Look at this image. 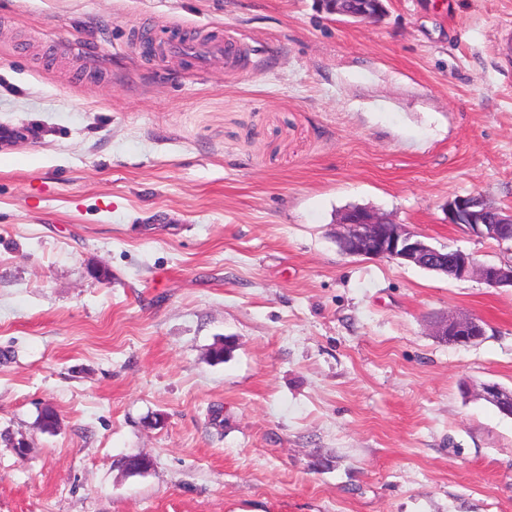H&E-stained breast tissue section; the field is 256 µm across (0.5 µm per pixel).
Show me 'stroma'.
Returning a JSON list of instances; mask_svg holds the SVG:
<instances>
[{
    "mask_svg": "<svg viewBox=\"0 0 512 512\" xmlns=\"http://www.w3.org/2000/svg\"><path fill=\"white\" fill-rule=\"evenodd\" d=\"M171 33L231 56L142 54ZM4 131L0 512H512L475 395L512 389V291L334 237L365 205L512 261L446 221L512 207V0H0ZM358 1V3H357ZM321 13L360 22L377 21L385 15L387 0H314ZM484 334L483 321L475 317L447 318L436 326V336H442L453 344L471 343L474 336Z\"/></svg>",
    "mask_w": 512,
    "mask_h": 512,
    "instance_id": "1",
    "label": "stroma"
}]
</instances>
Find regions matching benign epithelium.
Listing matches in <instances>:
<instances>
[{
    "mask_svg": "<svg viewBox=\"0 0 512 512\" xmlns=\"http://www.w3.org/2000/svg\"><path fill=\"white\" fill-rule=\"evenodd\" d=\"M320 12L360 22L385 15L387 0H314ZM447 223L463 227L477 238L512 245V208L496 206L478 195L448 199ZM337 225L338 246L345 255L397 260L408 265L451 275L456 280L478 277L491 288H512V262L481 264L473 254L451 247L439 249L422 236L405 229L391 217L366 206L342 213ZM485 334L484 323L475 317L447 318L436 326V335L453 344H467ZM482 396L502 414L512 417V390L497 384L482 387Z\"/></svg>",
    "mask_w": 512,
    "mask_h": 512,
    "instance_id": "obj_1",
    "label": "benign epithelium"
}]
</instances>
